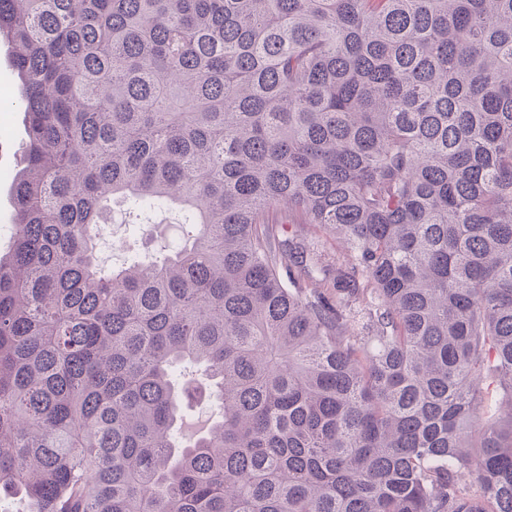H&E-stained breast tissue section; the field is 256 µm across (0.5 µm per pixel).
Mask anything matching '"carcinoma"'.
I'll list each match as a JSON object with an SVG mask.
<instances>
[{
  "mask_svg": "<svg viewBox=\"0 0 512 512\" xmlns=\"http://www.w3.org/2000/svg\"><path fill=\"white\" fill-rule=\"evenodd\" d=\"M0 43V494L512 512V0H0ZM111 199L191 235L106 267ZM17 80L10 66L0 65V190L10 191L13 172L20 166L21 144L24 141L22 113L15 112Z\"/></svg>",
  "mask_w": 512,
  "mask_h": 512,
  "instance_id": "cac0c4a2",
  "label": "carcinoma"
}]
</instances>
